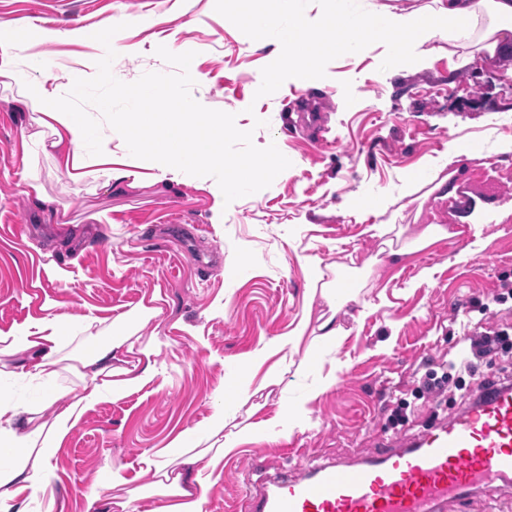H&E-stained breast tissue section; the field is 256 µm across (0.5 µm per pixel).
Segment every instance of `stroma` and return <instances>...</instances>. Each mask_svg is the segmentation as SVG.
I'll list each match as a JSON object with an SVG mask.
<instances>
[{"label": "stroma", "mask_w": 512, "mask_h": 512, "mask_svg": "<svg viewBox=\"0 0 512 512\" xmlns=\"http://www.w3.org/2000/svg\"><path fill=\"white\" fill-rule=\"evenodd\" d=\"M334 7V0H0V23L61 34L51 44L26 45V78L67 93L73 74L96 73L105 54L78 33L122 22L112 64L119 80L172 72L158 46L195 52L193 97L235 114L257 147L276 144L291 162L287 178L227 204L216 196L214 178L159 172L129 156L123 138L106 126L103 140L126 156L144 185L94 194L40 152L50 200L38 203L23 192L21 140L29 119L15 111L10 95H0V331L52 315L69 323L90 316L91 333L101 339L117 316L143 303L158 309L140 331L155 347L153 378L88 409L50 462L63 512H89L91 494L114 468L129 487L154 482L143 456L168 464L171 440L203 425L221 402L225 437L249 424L268 422L272 430L208 467L206 512H231L251 454L291 472L334 460L354 464L373 451L403 447L462 411L455 389L440 409L430 408L415 374L452 351L463 323L501 319L499 305L485 311L475 300L512 283V221L485 220L481 235L441 239L394 263L366 232L378 216L357 202L383 196L401 211L404 237L415 236L448 203L405 196L407 175L443 163L486 202L512 212V124L499 121L512 106V58L482 56L462 68L447 41L435 40L419 49L424 67L406 68L393 65L380 42L363 54L321 56L303 88L277 63L275 34L260 41L247 24L224 21L229 12L253 8L276 22L317 19ZM315 107L322 132L282 126V112ZM453 140L479 150L454 155ZM102 210L109 223L92 220ZM61 211L67 223H58ZM349 257L371 277L337 316L346 331L341 341L318 342L309 333L295 352L251 363L255 351L304 315L327 312L312 291L309 261L333 265ZM53 266L64 279L51 276ZM366 305L372 314L359 318ZM274 367L280 384L263 387ZM236 383L247 386V395L219 397ZM400 407L407 420L398 426L391 413ZM290 409L304 410L307 425L278 431ZM293 438L304 446L302 457L280 448Z\"/></svg>", "instance_id": "obj_1"}]
</instances>
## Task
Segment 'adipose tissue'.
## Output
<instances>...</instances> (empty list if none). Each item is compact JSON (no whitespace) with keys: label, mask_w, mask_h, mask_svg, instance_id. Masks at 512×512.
I'll use <instances>...</instances> for the list:
<instances>
[{"label":"adipose tissue","mask_w":512,"mask_h":512,"mask_svg":"<svg viewBox=\"0 0 512 512\" xmlns=\"http://www.w3.org/2000/svg\"><path fill=\"white\" fill-rule=\"evenodd\" d=\"M433 2V7L426 10L406 12L383 2L366 18L338 9L321 20L295 21L281 28L277 53L292 65L293 75L303 87L308 86L320 53L369 51L376 34L384 38L390 59L397 65H418L414 54L417 46L436 39L454 46H472L491 57L512 54V0ZM36 34L46 42L56 36L55 31L30 25L11 26L6 35H0V88L11 91L18 108L30 113L37 127L33 140H42L44 133H51L45 151L73 182L107 191L127 180L135 186L141 184V175L129 170L109 144L91 146L86 115L74 106L81 97V87H71L69 97L63 98L45 82L23 77V47ZM395 229L389 220L368 228L394 259L405 255L407 249L420 250L452 235L445 225L430 224L402 248L391 237ZM309 270L312 283L320 284L331 312L318 326L319 338L337 342L345 330L334 318L340 310L335 282L325 281L319 260H311ZM156 314V308L142 304L117 317V331L109 342L86 345L77 365L69 369L64 367L61 354L68 339L66 328L56 317L26 325L23 334L0 336V378H26L43 390L41 401L34 405L0 398V512H28L20 494L36 497L50 489L53 473L49 461L88 408L105 398L119 399L150 380V368L136 374L113 366L112 358L115 350L130 343L135 328L147 324ZM67 369L77 382L70 390V400L63 403L58 382ZM253 433V426L248 425L233 439H225L224 411L220 408L204 426L179 433L172 442L181 451L177 471L158 472V493L165 502L157 512H205L209 485L203 476L204 461L223 458ZM195 439L204 441V448L192 447Z\"/></svg>","instance_id":"1"}]
</instances>
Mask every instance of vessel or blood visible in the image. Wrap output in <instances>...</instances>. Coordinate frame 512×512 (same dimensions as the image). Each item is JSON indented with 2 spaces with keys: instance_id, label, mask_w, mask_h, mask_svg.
<instances>
[{
  "instance_id": "vessel-or-blood-1",
  "label": "vessel or blood",
  "mask_w": 512,
  "mask_h": 512,
  "mask_svg": "<svg viewBox=\"0 0 512 512\" xmlns=\"http://www.w3.org/2000/svg\"><path fill=\"white\" fill-rule=\"evenodd\" d=\"M455 185L448 219L459 222L477 200L464 180ZM244 472L240 512H448L512 477V387H492L434 431L358 464L288 474L255 456Z\"/></svg>"
}]
</instances>
